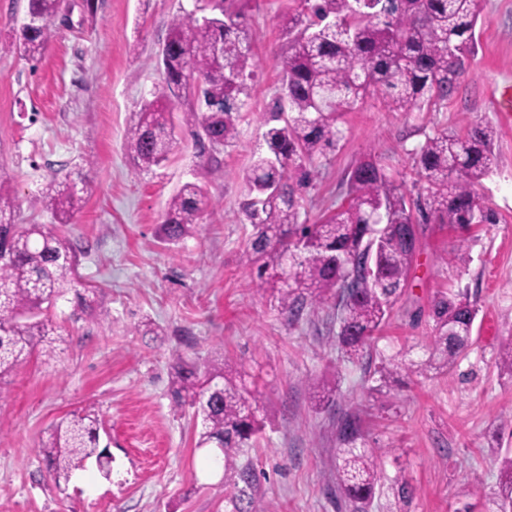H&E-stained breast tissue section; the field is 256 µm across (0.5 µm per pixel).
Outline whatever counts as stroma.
Segmentation results:
<instances>
[{"label": "stroma", "instance_id": "stroma-1", "mask_svg": "<svg viewBox=\"0 0 512 512\" xmlns=\"http://www.w3.org/2000/svg\"><path fill=\"white\" fill-rule=\"evenodd\" d=\"M477 50L467 74L439 110L392 112L381 96L359 101L340 120V140L304 191L308 223L345 198L351 169L374 158L406 192L418 194L413 157L428 136L496 127L492 173L476 187L496 221L472 227L471 261L455 263L461 233L433 220L420 227L409 284L367 359L349 362L332 306L282 314L270 292L254 288L241 204L244 175L262 143L259 122L282 96L280 57L299 0H246L255 77L239 136L215 157L199 156L184 116L168 160L146 172L124 142L136 112L166 86L157 63L174 16L194 0H60L47 22L40 58L7 51L28 0H0V181L18 224L54 225L35 201L52 180L82 178L88 192L64 230L81 250L80 281L95 288L91 315L74 318L69 300L48 315L59 332L52 357L32 356L0 383V512H229L221 470L197 447L191 414L171 409L176 356L206 369L229 360L257 397L264 428L250 450L259 494L271 512H351L336 480L337 423L363 421L361 448H383L385 483L415 489L411 512H455L475 489L486 512L502 459L512 454V378L496 365L512 336V115L496 98L512 86V0H477ZM200 180L216 202L184 238L159 229L173 195ZM467 291L479 309L467 355L429 378L405 368L380 380L379 357L427 355L429 308L443 290ZM336 385L314 404L318 382ZM94 409L111 472L89 463L64 485L48 478L38 451L44 431L67 414Z\"/></svg>", "mask_w": 512, "mask_h": 512}]
</instances>
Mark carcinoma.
<instances>
[{
    "instance_id": "obj_1",
    "label": "carcinoma",
    "mask_w": 512,
    "mask_h": 512,
    "mask_svg": "<svg viewBox=\"0 0 512 512\" xmlns=\"http://www.w3.org/2000/svg\"><path fill=\"white\" fill-rule=\"evenodd\" d=\"M60 0H29L40 25L23 28L8 49L33 59L45 42V22ZM199 11L171 22L167 56L161 60L168 90L193 95L203 83L200 105L185 118L198 141L211 147L237 140L241 112L254 78L249 24L242 0H203ZM476 0H375L357 8L354 0H303L288 18L295 33L280 58L287 106L264 120L262 149L244 177L248 199L242 214L252 232L249 261L257 265L256 287L276 292L288 319L338 298V340L348 358L361 360L405 292L419 249L418 225L430 219L464 229L494 224L474 188L495 165L494 128L476 124L463 135L437 133L415 157L416 174L428 194L414 204L403 185L372 159L359 163L346 182L348 204L317 224L301 219L302 190L316 164L336 149L342 115L358 101L382 94L392 112H419L448 101L466 74L475 45ZM175 126L167 96L148 102L127 129L125 150L143 171L168 160ZM74 179L52 181L41 198L59 224L81 202ZM213 203L196 182L172 197L163 218L169 243L179 242ZM78 247L44 224L13 223L12 204L0 191V376L18 371L33 354L51 356L46 342L51 321L43 312L74 292L73 314L93 307L78 284ZM466 293L442 292L429 309L432 321L426 359L414 363L423 376L453 368L471 346L470 323L477 317ZM501 372L512 377V337L497 352ZM172 410H193L197 445L219 450L224 488L232 512H267L258 496V476L249 442L261 431L256 407L239 389L229 363L200 372L175 365ZM100 421L92 409L53 424L40 442L48 474L67 482L103 455ZM362 420L347 415L338 429V481L360 510L381 481L383 448H359ZM396 512H408L414 491L405 482L389 487ZM489 512H512V457L503 461L499 489Z\"/></svg>"
}]
</instances>
